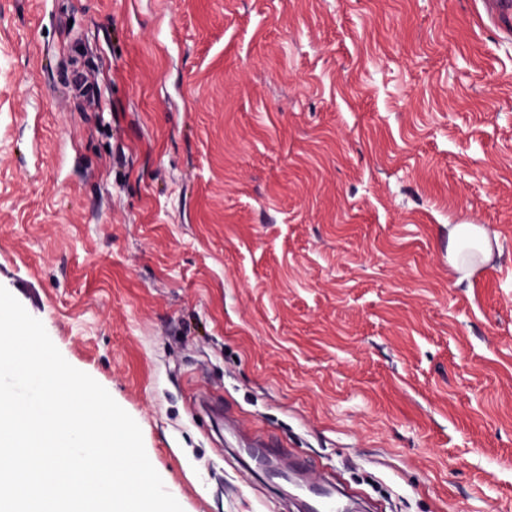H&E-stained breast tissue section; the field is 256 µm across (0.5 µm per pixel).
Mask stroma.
I'll return each mask as SVG.
<instances>
[{
	"label": "stroma",
	"mask_w": 512,
	"mask_h": 512,
	"mask_svg": "<svg viewBox=\"0 0 512 512\" xmlns=\"http://www.w3.org/2000/svg\"><path fill=\"white\" fill-rule=\"evenodd\" d=\"M492 257L448 262V227ZM0 285L183 512H512V35L486 0H0ZM491 243L486 230L479 224H454L448 227V258L453 267L468 276L475 268L471 258L483 263L491 255Z\"/></svg>",
	"instance_id": "35a3bbf8"
}]
</instances>
